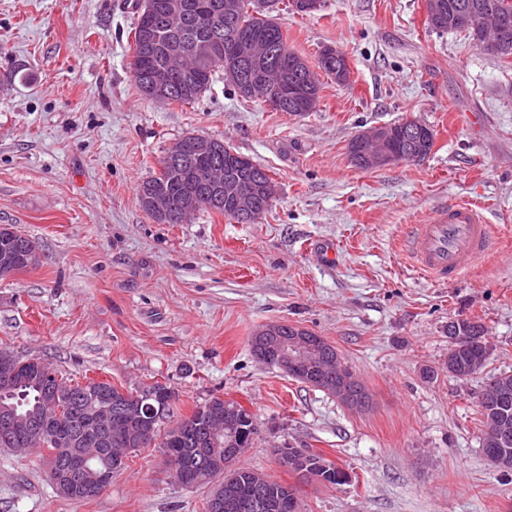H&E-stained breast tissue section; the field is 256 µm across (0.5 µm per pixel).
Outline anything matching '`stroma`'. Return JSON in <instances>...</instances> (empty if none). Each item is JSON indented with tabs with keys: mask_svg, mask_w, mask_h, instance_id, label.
Instances as JSON below:
<instances>
[{
	"mask_svg": "<svg viewBox=\"0 0 512 512\" xmlns=\"http://www.w3.org/2000/svg\"><path fill=\"white\" fill-rule=\"evenodd\" d=\"M137 0H0V225L37 241L35 268L0 279V350L64 378L123 389L153 381L181 413L218 396L258 434L242 462L296 484L275 448L323 453L351 476L302 487V512H512V472L482 447L478 396L512 372V56L426 23L424 0H322L270 13L316 65L342 48L350 84L323 77L297 118L234 92L223 74L191 104L140 92L131 71ZM435 133L418 163L363 170L348 146L402 119ZM188 134L229 143L276 185L255 224L197 211L158 224L138 189ZM456 200L486 210L507 254L461 279L419 275L411 224ZM480 321L485 372L448 375L450 322ZM271 321L336 346L370 397L355 411L261 364ZM47 449L0 448V512H204L207 488L167 472L160 448L132 452L108 491L76 501L47 476Z\"/></svg>",
	"mask_w": 512,
	"mask_h": 512,
	"instance_id": "35a3bbf8",
	"label": "stroma"
}]
</instances>
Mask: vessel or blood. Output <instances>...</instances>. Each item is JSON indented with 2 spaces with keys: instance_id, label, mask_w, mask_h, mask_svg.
Listing matches in <instances>:
<instances>
[{
  "instance_id": "1",
  "label": "vessel or blood",
  "mask_w": 512,
  "mask_h": 512,
  "mask_svg": "<svg viewBox=\"0 0 512 512\" xmlns=\"http://www.w3.org/2000/svg\"><path fill=\"white\" fill-rule=\"evenodd\" d=\"M500 252L481 208L466 200L449 203L415 226V266L431 279H457Z\"/></svg>"
}]
</instances>
